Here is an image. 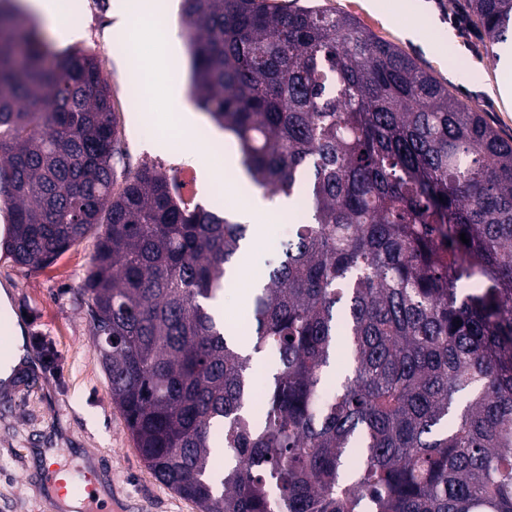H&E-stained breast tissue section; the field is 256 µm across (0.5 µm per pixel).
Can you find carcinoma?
<instances>
[{"label": "carcinoma", "mask_w": 512, "mask_h": 512, "mask_svg": "<svg viewBox=\"0 0 512 512\" xmlns=\"http://www.w3.org/2000/svg\"><path fill=\"white\" fill-rule=\"evenodd\" d=\"M182 12L196 105L258 186L311 211L249 298L251 347L211 308L247 225L189 206L154 168L116 185L95 55L53 51L12 0L0 247L46 266L105 225L86 292L112 402L199 512H512V143L350 14L275 0ZM464 16L492 45L512 39V0H465ZM263 355L276 367L255 409Z\"/></svg>", "instance_id": "cac0c4a2"}]
</instances>
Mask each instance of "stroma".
I'll return each instance as SVG.
<instances>
[{
    "label": "stroma",
    "instance_id": "1",
    "mask_svg": "<svg viewBox=\"0 0 512 512\" xmlns=\"http://www.w3.org/2000/svg\"><path fill=\"white\" fill-rule=\"evenodd\" d=\"M323 8L358 18L379 38L395 44L416 59L420 67L447 83L449 90L476 106L485 119L512 140V96L497 90L501 64L483 39L464 35L448 9V0H378L379 9L366 0H316ZM117 0H79L80 22L65 33L45 30L54 50L80 47L93 53L107 77L118 121L121 153L114 161L117 177L149 166L172 179L177 196L190 205L225 211L232 221L241 214L230 206L235 192L233 175L212 178L209 158L216 146L202 141L180 155L156 117L173 110L162 93L149 107L154 115L140 119L127 92L131 64L125 52L126 33L117 25ZM418 7V22L438 44L430 51L406 39L386 16L391 5ZM165 20L178 38L175 54L155 85L173 83L190 89V60L181 0H158ZM267 209L255 212L262 225L260 249L275 251L285 241L288 225L298 223L297 210L278 214L275 195L265 194ZM96 237L62 254L52 264L30 268L14 262L0 250V289L10 294V313L0 312V329L22 326L28 354L19 366L13 387H0V512H64L63 501L49 484L47 459L67 465L73 482H81L85 468L100 476L112 512H199L191 501L161 483L142 461L112 401L108 379L99 363L89 323V298L84 289Z\"/></svg>",
    "mask_w": 512,
    "mask_h": 512
}]
</instances>
